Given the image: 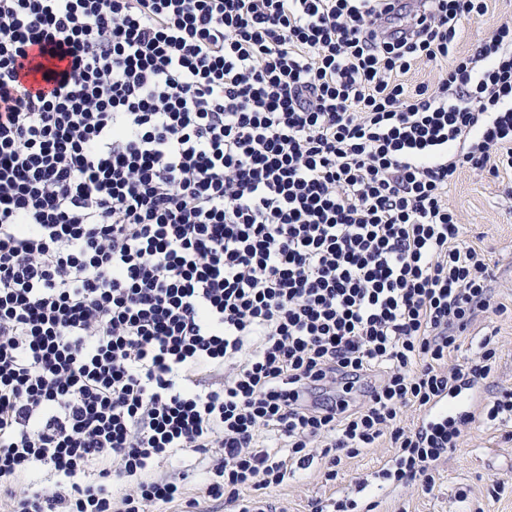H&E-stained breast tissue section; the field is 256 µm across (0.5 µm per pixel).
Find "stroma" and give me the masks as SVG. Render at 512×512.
<instances>
[{"instance_id":"stroma-1","label":"stroma","mask_w":512,"mask_h":512,"mask_svg":"<svg viewBox=\"0 0 512 512\" xmlns=\"http://www.w3.org/2000/svg\"><path fill=\"white\" fill-rule=\"evenodd\" d=\"M510 16L512 0H491L483 18L465 22L461 51L476 48L500 19ZM449 202L460 215L465 238L490 252L503 286L506 312L479 318L462 350L463 357L472 356L487 336L500 347L485 381L490 396L512 390V174L478 180L461 172L450 186ZM475 415L457 449L439 460L432 490L394 484L387 476L393 449L375 448L344 459L334 482H325L316 462L296 471L270 497L288 512H307L310 499L331 496L354 503L353 512H512V420H488L480 408Z\"/></svg>"}]
</instances>
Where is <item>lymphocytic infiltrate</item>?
Instances as JSON below:
<instances>
[{
    "mask_svg": "<svg viewBox=\"0 0 512 512\" xmlns=\"http://www.w3.org/2000/svg\"><path fill=\"white\" fill-rule=\"evenodd\" d=\"M488 10L0 0L5 512H195L157 469L190 453L229 512L384 443L433 486L469 423L401 414L486 378L457 354L505 310L448 198L512 171V17L458 48Z\"/></svg>",
    "mask_w": 512,
    "mask_h": 512,
    "instance_id": "lymphocytic-infiltrate-1",
    "label": "lymphocytic infiltrate"
}]
</instances>
